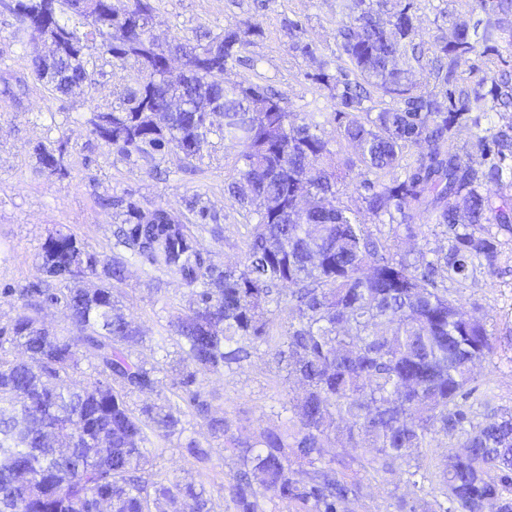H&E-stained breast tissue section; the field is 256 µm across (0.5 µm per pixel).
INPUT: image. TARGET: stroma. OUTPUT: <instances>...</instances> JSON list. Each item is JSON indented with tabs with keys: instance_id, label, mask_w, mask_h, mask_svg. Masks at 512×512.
Listing matches in <instances>:
<instances>
[{
	"instance_id": "1",
	"label": "stroma",
	"mask_w": 512,
	"mask_h": 512,
	"mask_svg": "<svg viewBox=\"0 0 512 512\" xmlns=\"http://www.w3.org/2000/svg\"><path fill=\"white\" fill-rule=\"evenodd\" d=\"M0 0V82L20 80L16 96L0 94V326L10 323L21 303L10 291L37 281L38 253L48 233L66 228L99 254L112 253V229L120 223L117 200H132L142 208L161 205L177 213L200 197L208 223L220 225L221 239L203 235L202 246L215 260L233 264L244 254L247 226L253 215L241 209L225 186L236 175L242 146L212 133L200 155L185 156L171 146L147 161L117 154L92 131L93 113L121 110L139 86L133 60L113 59L90 43L86 56L92 80L86 95H61L38 81L33 60L47 53L41 39L19 35L20 22ZM151 32L162 42L176 38L201 40L252 20L259 34L226 67V83H254L272 89L288 112L319 124L326 138L335 140L339 161L355 159V147L336 141V101L318 82L320 62L329 73L344 67L339 56L338 29L343 16L338 0H152ZM469 11V0H414L419 40L433 44L451 37L458 17ZM312 43L306 56L295 39ZM62 147L64 169L40 171L34 149ZM117 294L123 312L142 336L133 348L148 363L162 361L158 340L171 316L186 307L192 291L179 280L155 272L136 260L128 262V277ZM448 294L465 316L486 322L495 339L494 354L478 363L473 384L493 396L496 406L512 411V243L495 270L477 268L465 285H449ZM216 414H229L247 433L266 427H287L285 397H299L301 387L287 377L272 357L258 353L241 367L202 377ZM211 462L200 467L177 443L166 446L153 469L170 480H191L211 494L214 512H225L220 488L237 468L223 444L213 442ZM457 450L456 439L437 435L420 458L427 473L424 483L408 482L406 465L386 472L366 469L368 448H342L329 442L326 458L345 459L346 478L359 481L360 498L348 512H396L398 498L431 501L440 495L442 465Z\"/></svg>"
}]
</instances>
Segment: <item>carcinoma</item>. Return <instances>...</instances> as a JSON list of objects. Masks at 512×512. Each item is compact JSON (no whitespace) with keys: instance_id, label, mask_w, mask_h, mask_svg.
I'll return each instance as SVG.
<instances>
[{"instance_id":"obj_1","label":"carcinoma","mask_w":512,"mask_h":512,"mask_svg":"<svg viewBox=\"0 0 512 512\" xmlns=\"http://www.w3.org/2000/svg\"><path fill=\"white\" fill-rule=\"evenodd\" d=\"M51 2L46 13L40 0L13 5L23 30L53 46L34 60L38 80L66 95L82 88L87 42L97 38L112 57L134 59L141 81L128 107L96 112L91 124L120 155L146 160L188 140L196 149L186 156L196 155L211 129L197 132L193 114L223 110L220 132L244 146L227 191L256 222L235 267L205 251L181 216L162 206L151 214L133 201L113 231L110 257L69 231L45 239L38 270L61 284L45 302L63 307L81 334L38 326L25 302L0 327V512H97L103 497L112 512H177L182 500L192 502V512H212L204 487L145 473L161 451L156 440L182 436L192 421L238 460L222 486L227 512H343L360 488L338 475L335 461H323L333 432L350 448L369 444L375 455L367 465L376 472L412 466L414 486L426 479L416 463L421 450L437 434L455 436L463 451L444 462L441 488L453 512H477L486 501L512 512V412L485 398L477 421L468 405L473 368L493 355L492 337L438 287L464 285L478 266L494 269L512 241V197L495 202L482 191L488 182L512 187V75L491 78L487 94L480 84H459L457 75L472 54H500L512 0H471L470 13L483 17L459 20L450 41L435 39V53L446 59L437 90L411 81L424 55L411 0L391 14L384 0H341L340 48L357 78L324 69L319 77L341 106L336 137L357 149L346 167L357 170L366 211L393 233L411 238L423 219L443 228L448 248L432 254L391 251L386 238L332 203L347 182L317 126L298 121L264 87L224 84L228 62L260 32L258 24L205 44L173 40L186 72L173 82L166 51L150 35L151 0H85L81 10L73 0ZM65 14L77 23L61 21ZM376 93L393 104L370 105ZM489 95L499 119L475 134L472 147L484 160L475 169L461 163L456 138L463 126L480 128ZM171 99L191 111L163 125L160 113ZM413 146L423 151L403 177L371 180L401 167ZM35 155L40 169L61 171L62 150L38 146ZM129 256L193 290L162 338L174 341L185 395L160 404L133 401L155 391L160 367L134 357L139 331L116 311L114 289ZM87 277L100 285L79 287ZM283 303L291 319L275 336L270 306ZM262 346L299 376L305 392L283 402L291 429L251 435L215 414L198 375L230 370ZM11 348L26 359L9 358ZM83 360L92 373L81 378ZM180 447L203 466L211 459V445L194 438Z\"/></svg>"}]
</instances>
